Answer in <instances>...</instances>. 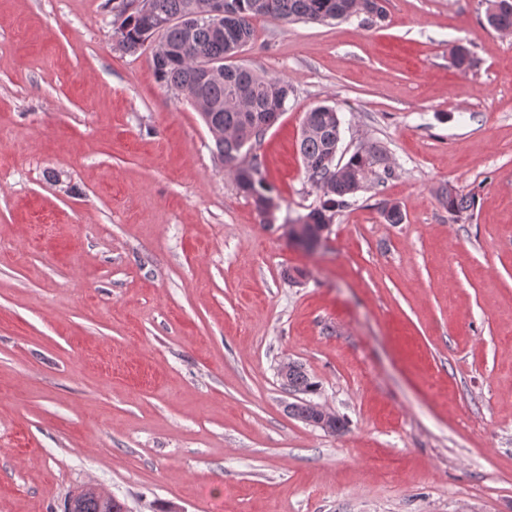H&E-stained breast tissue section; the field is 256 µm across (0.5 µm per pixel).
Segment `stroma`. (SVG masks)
Instances as JSON below:
<instances>
[{
	"label": "stroma",
	"mask_w": 512,
	"mask_h": 512,
	"mask_svg": "<svg viewBox=\"0 0 512 512\" xmlns=\"http://www.w3.org/2000/svg\"><path fill=\"white\" fill-rule=\"evenodd\" d=\"M386 10L255 20L242 62L292 88L251 150L268 224L110 0H0V512L89 483L129 512H512V33L483 0ZM319 104L392 173L308 251L281 226L319 203ZM286 359L344 432L289 415ZM441 203L451 214L460 215L473 208L474 201L471 196L458 194L453 188L445 187L441 190Z\"/></svg>",
	"instance_id": "35a3bbf8"
}]
</instances>
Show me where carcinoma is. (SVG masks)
I'll list each match as a JSON object with an SVG mask.
<instances>
[{
	"mask_svg": "<svg viewBox=\"0 0 512 512\" xmlns=\"http://www.w3.org/2000/svg\"><path fill=\"white\" fill-rule=\"evenodd\" d=\"M125 2L113 0L112 6L114 24L122 36L120 48L135 53L154 41L167 47L165 54L152 55L157 79L171 90L191 94V104L213 135L218 159L258 207L271 197V188L257 159H243V149L265 132L261 123L269 99L275 95L287 105L290 86L237 61L254 39L253 20L263 16L285 23H328L362 15L365 22L375 24L385 18L384 0H230L235 17L224 19V31L218 34L210 21L197 18L206 0H152L153 13L147 17L125 13ZM485 5L488 25L511 32L512 0H485ZM211 64L222 69L221 75H207ZM304 121L308 128L301 129L299 154L307 180L322 193L319 206L304 218L311 224H330L346 198L364 187L374 166H384L386 174L389 167L374 145L365 152H354L345 162L337 161V168L325 163L339 134L336 107L319 104L306 113ZM440 198L451 214L466 213L474 205L472 197L451 187L443 188ZM288 388L307 394L314 392L316 385L298 364L288 371ZM288 413L309 424L317 422L316 412L305 400L288 406ZM69 502L73 510L65 512H126L123 502L101 495L91 485L75 491Z\"/></svg>",
	"mask_w": 512,
	"mask_h": 512,
	"instance_id": "carcinoma-1",
	"label": "carcinoma"
}]
</instances>
